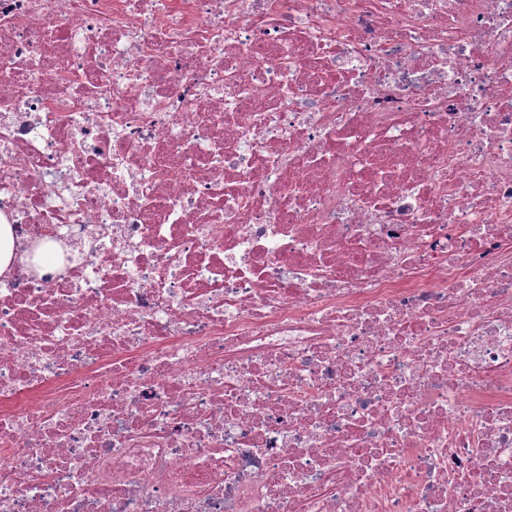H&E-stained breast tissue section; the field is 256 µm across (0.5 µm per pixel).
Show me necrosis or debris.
I'll list each match as a JSON object with an SVG mask.
<instances>
[{
	"instance_id": "obj_1",
	"label": "necrosis or debris",
	"mask_w": 512,
	"mask_h": 512,
	"mask_svg": "<svg viewBox=\"0 0 512 512\" xmlns=\"http://www.w3.org/2000/svg\"><path fill=\"white\" fill-rule=\"evenodd\" d=\"M0 512H512V0H0ZM17 258L25 261L27 254L17 247L11 225L0 223V275L10 273L12 270L10 267L14 265Z\"/></svg>"
}]
</instances>
